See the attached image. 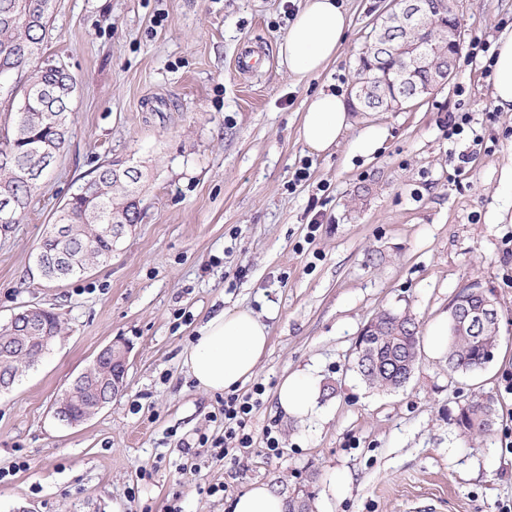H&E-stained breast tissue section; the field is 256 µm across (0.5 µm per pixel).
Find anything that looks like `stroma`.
Segmentation results:
<instances>
[{"label": "stroma", "mask_w": 512, "mask_h": 512, "mask_svg": "<svg viewBox=\"0 0 512 512\" xmlns=\"http://www.w3.org/2000/svg\"><path fill=\"white\" fill-rule=\"evenodd\" d=\"M302 0H55L44 53L76 80L64 150L21 223L0 232V323L21 306L59 313L54 348L0 392V512H229L264 482L322 512H501L512 505V112L493 106L472 40L512 29V0H453L462 52L448 83L400 112H357L384 127L378 154L350 140L328 155L299 138L315 92L348 95L372 22L390 0H344L352 23L322 73L296 79L278 45ZM264 49L242 75L235 58ZM452 112L472 117L449 138ZM468 163H460V154ZM144 170L140 219L111 259L49 284L35 249L100 165ZM500 311L478 371H451L427 329L472 283ZM246 308L269 348L238 390L264 392L248 454L215 458L220 393L197 390L184 356L210 314ZM412 316L407 383L370 386L356 342L378 313ZM129 345L126 386L89 422L53 416L61 391L113 341ZM319 380L311 415L278 412L281 378ZM490 395L499 419L472 439L461 409ZM280 442L268 455L266 435ZM195 453L199 473L180 466ZM223 492L210 494L213 485Z\"/></svg>", "instance_id": "35a3bbf8"}]
</instances>
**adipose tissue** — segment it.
<instances>
[{"label":"adipose tissue","instance_id":"obj_1","mask_svg":"<svg viewBox=\"0 0 512 512\" xmlns=\"http://www.w3.org/2000/svg\"><path fill=\"white\" fill-rule=\"evenodd\" d=\"M350 26L342 0H304L279 45L281 64L299 78L320 73L335 59ZM493 50V105L512 112V31L501 32ZM352 126L344 98L322 90L307 100L299 135L311 151L324 153L334 150ZM269 336L268 326L251 310H223L212 315L185 355L197 388L206 393L237 390L254 375ZM317 390L309 374L293 373L278 385L277 405L284 414L305 416ZM231 512H288V502L270 485L257 483L237 496Z\"/></svg>","mask_w":512,"mask_h":512}]
</instances>
